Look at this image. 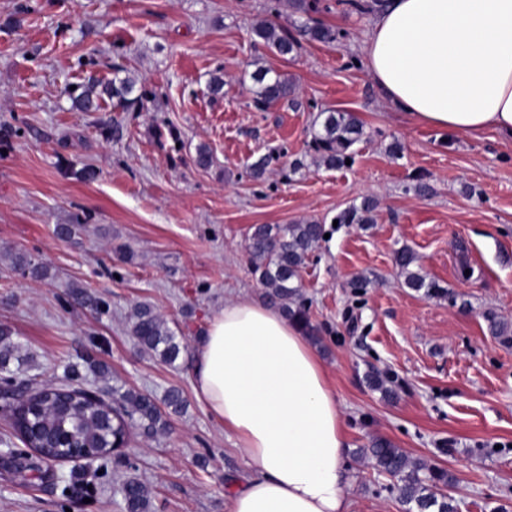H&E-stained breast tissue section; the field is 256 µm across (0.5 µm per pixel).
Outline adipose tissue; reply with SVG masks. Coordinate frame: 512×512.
I'll use <instances>...</instances> for the list:
<instances>
[{"instance_id": "1", "label": "adipose tissue", "mask_w": 512, "mask_h": 512, "mask_svg": "<svg viewBox=\"0 0 512 512\" xmlns=\"http://www.w3.org/2000/svg\"><path fill=\"white\" fill-rule=\"evenodd\" d=\"M364 53L410 121L512 141V0H388ZM193 390L248 467L226 512H351L343 417L299 323L249 297L225 301Z\"/></svg>"}]
</instances>
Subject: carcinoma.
<instances>
[{
	"label": "carcinoma",
	"instance_id": "1",
	"mask_svg": "<svg viewBox=\"0 0 512 512\" xmlns=\"http://www.w3.org/2000/svg\"><path fill=\"white\" fill-rule=\"evenodd\" d=\"M252 33L254 47L283 58L299 47L295 36L268 22L257 24ZM299 34L318 42L335 39V31L321 22L303 26ZM120 72L121 69H115L116 76L108 84L90 79L68 90L73 106L81 112H95L106 97L123 111L143 105L145 93L137 89L132 78L118 76ZM251 79L256 110L266 112L279 103H296L295 89L288 78L259 67L251 73ZM321 116V121L311 130L319 159L331 170L344 167L346 160L353 159V146L365 135L363 124L348 111L323 112ZM375 208L374 201L366 199L340 212L335 219L340 224H372ZM324 235L325 227L317 221L260 224L255 226L247 245L252 273L264 289L266 300L302 325L314 341L318 340V330L309 318L302 272ZM394 261L405 275L406 287L428 297L440 293L435 281L411 270L415 257L410 249L396 250ZM13 268L35 276L45 273L43 266L24 254L14 257ZM488 321L494 335L503 343L512 344L511 324L495 317ZM129 333L140 348L170 366L175 365L184 350L180 337L148 304L134 306L129 316ZM12 363L20 367L26 364V359L20 353V346L12 340L11 330L1 326L0 369L7 371ZM31 386L36 395L21 401L15 398L12 379L1 378L0 398L5 405L0 409L10 414L21 442L41 449L44 455L62 456L67 446L80 443L98 449L99 462L104 465L112 457L123 456L121 449L111 453L110 446L117 440L129 441L133 430H140L146 437L170 430V420L151 394L95 387L91 395L85 378L74 366L66 368L60 378L33 382ZM163 404L175 414L186 407L182 393L174 388L166 392ZM357 453L371 461L378 473L398 479L399 500L406 506L405 512H455L454 499L444 494V487L451 481L445 470L410 461L401 449L383 438L372 439ZM120 493L126 512H151V494L146 483L128 478L121 483Z\"/></svg>",
	"mask_w": 512,
	"mask_h": 512
}]
</instances>
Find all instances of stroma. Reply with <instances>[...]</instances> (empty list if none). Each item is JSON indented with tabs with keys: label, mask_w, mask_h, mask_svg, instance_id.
Wrapping results in <instances>:
<instances>
[{
	"label": "stroma",
	"mask_w": 512,
	"mask_h": 512,
	"mask_svg": "<svg viewBox=\"0 0 512 512\" xmlns=\"http://www.w3.org/2000/svg\"><path fill=\"white\" fill-rule=\"evenodd\" d=\"M361 2L310 0L300 14L284 0H0V324L30 374L88 358L106 366V386L159 398L175 388L187 402L169 433L135 436L130 465L102 473L106 491L89 500L62 496L71 464L34 473L5 461L24 446L0 410V512H125L119 487L130 477L149 486L154 512H224L248 467L193 392L198 339L226 299L262 298L245 250L254 227L313 219L327 221L328 237L303 292L344 418L353 512H403L396 479L358 453L376 436L447 470L448 494L469 512H512V345L487 319L512 323V142L400 113L367 67L376 6ZM261 21L293 34L319 21L336 38L301 41L283 58L253 48ZM116 63L144 90L140 109L74 110L65 87L109 81ZM259 64L295 85L297 104L250 106ZM218 71L215 99L207 84ZM331 110L365 129L352 164L336 170L311 147L316 116ZM202 144L214 155L207 170L193 163ZM272 152L279 165L254 179L251 164ZM85 167L93 180L76 178ZM366 198L374 223L332 225ZM59 224L81 231L67 241ZM122 245L131 259H117ZM403 246L444 296L405 287L394 262ZM22 252L45 276L12 269ZM75 285L107 311L71 304ZM141 302L182 337L176 365L130 336ZM371 372L393 398L368 386Z\"/></svg>",
	"instance_id": "obj_1"
}]
</instances>
